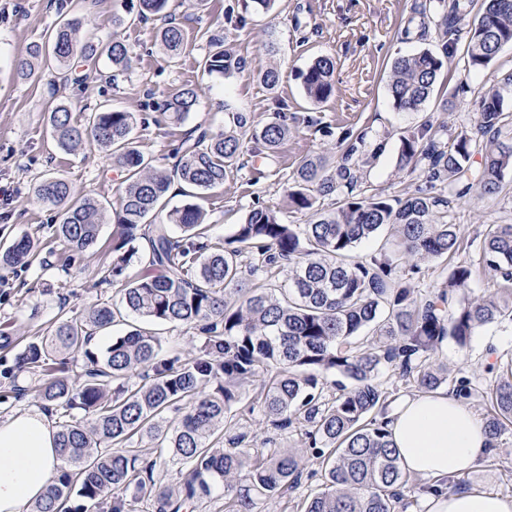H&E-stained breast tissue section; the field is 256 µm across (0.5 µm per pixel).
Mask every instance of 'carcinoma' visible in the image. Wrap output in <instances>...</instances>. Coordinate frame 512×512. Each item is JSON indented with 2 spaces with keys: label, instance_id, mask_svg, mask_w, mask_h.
I'll return each mask as SVG.
<instances>
[{
  "label": "carcinoma",
  "instance_id": "1",
  "mask_svg": "<svg viewBox=\"0 0 512 512\" xmlns=\"http://www.w3.org/2000/svg\"><path fill=\"white\" fill-rule=\"evenodd\" d=\"M169 0H127V13L139 18L166 14ZM446 32L462 19L460 0L443 3ZM80 20L57 23L43 43L29 47L68 68L77 60L106 56L112 66L131 68L127 45L115 37L102 45L77 39ZM157 41L175 56L184 49L180 25L158 30ZM512 46V0H481L469 29L467 65L484 69L504 46ZM246 61L211 39L204 58L210 73L231 75ZM443 68L442 58L425 50L400 56L391 65L388 91L400 112L417 111L430 100ZM335 61L320 56L301 73L305 95L324 103L334 94ZM500 89L481 98L474 125L455 136L428 125L401 141L400 164H424V186L389 199L361 189L367 164V133L344 128L336 139L337 164L306 158L293 172L288 197L310 211L317 199L338 205L315 213L306 224H287L273 210L256 206L224 239L207 251L199 206L185 203L156 221L171 176L152 169L134 146L136 117L104 108L79 124L64 105L49 121L68 150L90 139L112 151L123 172L118 228L112 239V282L120 305L99 300L79 315L57 319L44 336L0 332V349L17 350V368L38 372V396L63 418L57 430L61 466L44 498L30 512H133L127 491L153 493L152 512H192L221 485L224 512H256V501L292 499L302 484L307 459L299 448L270 441L256 446L235 432L241 413H260L274 433L301 430L324 471V490L304 501V512H407L410 479L391 449L383 419L392 393L376 377L386 368L420 392L447 390L468 399L471 381L449 378L429 362L445 338L465 348L476 330L491 323L512 325V224H487L483 266L503 282L508 299L469 296L470 266L455 265L436 289L414 286L421 265L453 256L460 225L448 223V197L476 191L492 199L512 169V125ZM198 92L186 86L157 102L168 119L180 123L195 110ZM288 116L275 112L264 125H252L244 112L228 113L216 132L201 130L182 143L174 176L197 190L221 186L241 156L271 160L288 136ZM481 145L482 164L474 170L472 147ZM46 206L60 210L57 235L71 248L99 244L106 210L79 200L68 181L49 177L37 187ZM389 226L400 256L380 250L365 259L357 246ZM28 237L0 250V271L30 262ZM133 314L152 324L191 326L203 335V349L189 359L162 353L156 333L131 323L112 337L103 356L89 348L93 335ZM270 375L247 401L241 384ZM489 396L494 414L484 423L493 447L512 430V363L496 373ZM79 408L87 418L77 419ZM184 410L175 425L167 414ZM147 437L154 446L144 448ZM168 459L179 466L182 483H161L157 466ZM81 503L70 506L72 497Z\"/></svg>",
  "mask_w": 512,
  "mask_h": 512
}]
</instances>
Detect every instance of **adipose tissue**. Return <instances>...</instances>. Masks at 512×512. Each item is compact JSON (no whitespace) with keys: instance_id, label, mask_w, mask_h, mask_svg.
Here are the masks:
<instances>
[{"instance_id":"1","label":"adipose tissue","mask_w":512,"mask_h":512,"mask_svg":"<svg viewBox=\"0 0 512 512\" xmlns=\"http://www.w3.org/2000/svg\"><path fill=\"white\" fill-rule=\"evenodd\" d=\"M386 421L404 473L427 487V512H512L510 496L447 488L488 453L483 423L458 398L444 390L408 396L391 404ZM56 435L41 412L0 421V512H24L43 497L60 466Z\"/></svg>"}]
</instances>
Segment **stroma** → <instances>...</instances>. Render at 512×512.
<instances>
[{
  "mask_svg": "<svg viewBox=\"0 0 512 512\" xmlns=\"http://www.w3.org/2000/svg\"><path fill=\"white\" fill-rule=\"evenodd\" d=\"M421 0H276L272 11H247L239 27L224 23L228 7L241 0H171L170 14L185 29L187 47L175 59L168 58L156 43L163 21L139 20L127 14L126 0H82L80 12L88 19L83 36L105 43L120 37L132 57L128 71L113 73L106 58L87 62L74 77L59 74L53 61L36 64L30 79L21 80L16 68L28 57L31 44L42 41L47 30L60 20L61 0H0V247L26 235L37 245L39 260L0 278V331L34 335L61 315H71L95 303L112 300L116 291L102 279L112 266L113 224L100 229V247L75 252L60 241L54 230L61 217L46 209L35 190L49 175L69 180L78 196L117 207L122 190L120 174L108 152L87 141L73 151L58 147L48 121V107L62 103L75 120H85L99 107L135 113L133 136L138 149L152 158L156 170L173 172L175 150L182 138L203 124L219 129L226 108L249 113L261 124L285 107L290 134L272 161L246 162L229 174L223 186L199 191L185 184L170 189L172 204L198 205L210 224L209 242L221 245L242 223L254 204L277 211L289 224L309 221L288 200V180L297 164L308 157L335 158L336 130L355 127L366 131L367 146L375 155L364 169L366 184L389 198L404 196L423 180L422 171L400 167L401 140L424 123L444 126L457 134L473 125L478 101L489 88L500 85L512 73V46H505L487 68L467 66L468 31L478 16L468 7L453 34H446L437 12L421 17L415 8ZM123 17L115 25V17ZM274 32L278 52L268 54L267 32ZM220 37L227 47L247 61L245 71L220 76L204 71L202 60L211 37ZM430 50L441 54L443 76L430 100L415 112L393 108L388 80L393 60L402 55ZM319 56L332 57L335 92L324 103L309 100L299 73ZM278 67L281 78L268 88L260 72ZM195 86L198 105L187 120L169 122L149 107L150 94ZM332 136H325L324 127ZM504 190L497 198L478 199L476 194L452 202L448 220L461 228L467 243L458 261L471 266L469 293L474 297L497 294L500 282L480 261L481 231L487 224H512V171H506ZM512 359V325L491 323L480 327L467 348L445 340L433 351L435 365L450 376L467 377L475 392L465 404L479 419L492 412L484 392L494 374L490 364ZM13 353L0 351V419L36 411L40 381L27 372L18 383L26 393L8 396V379L2 371L12 366ZM468 484L486 491L512 496V435H503L499 448L490 451L467 476Z\"/></svg>",
  "mask_w": 512,
  "mask_h": 512,
  "instance_id": "1",
  "label": "stroma"
}]
</instances>
